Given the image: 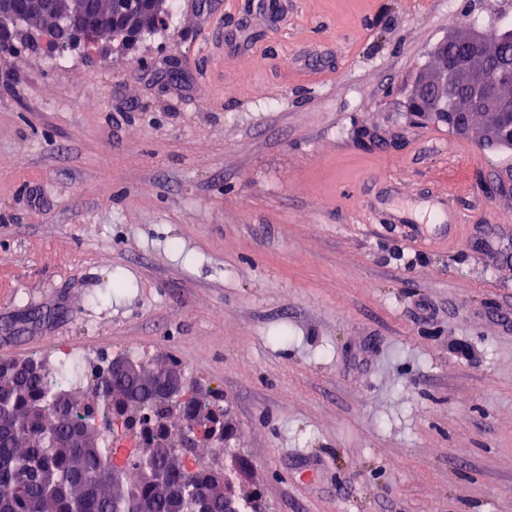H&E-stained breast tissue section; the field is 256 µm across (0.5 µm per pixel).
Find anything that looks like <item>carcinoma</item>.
<instances>
[{
    "label": "carcinoma",
    "mask_w": 512,
    "mask_h": 512,
    "mask_svg": "<svg viewBox=\"0 0 512 512\" xmlns=\"http://www.w3.org/2000/svg\"><path fill=\"white\" fill-rule=\"evenodd\" d=\"M465 119L486 134L496 131L507 138V127L483 112H467ZM124 387L108 373L92 383V401L73 400L60 408V394L71 395V384L46 376H20L11 361L0 360V407L13 424L0 430V512H139L141 503L151 512H180L188 507L177 491L195 496L203 490L215 495L214 512H222L220 491L224 469L206 463L189 471L183 467L184 449L173 429L172 418L191 423L206 421L217 412L194 397L168 400L160 383L132 390L131 402L152 425L151 442L128 420L116 422L112 401L97 386ZM89 420L98 435L84 448L72 445L79 423ZM121 428L123 436L137 445L129 458L140 461L134 481L127 473L112 474L113 448L106 434Z\"/></svg>",
    "instance_id": "cac0c4a2"
}]
</instances>
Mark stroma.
I'll return each instance as SVG.
<instances>
[{
    "label": "stroma",
    "instance_id": "1",
    "mask_svg": "<svg viewBox=\"0 0 512 512\" xmlns=\"http://www.w3.org/2000/svg\"><path fill=\"white\" fill-rule=\"evenodd\" d=\"M247 2L173 0L119 49L15 40L0 359L176 367L257 512H512V149L439 158L448 127L408 111L434 46L512 0H292L280 26ZM386 173L396 207L467 186L460 240L365 224Z\"/></svg>",
    "mask_w": 512,
    "mask_h": 512
}]
</instances>
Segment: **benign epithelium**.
<instances>
[{"label": "benign epithelium", "mask_w": 512, "mask_h": 512, "mask_svg": "<svg viewBox=\"0 0 512 512\" xmlns=\"http://www.w3.org/2000/svg\"><path fill=\"white\" fill-rule=\"evenodd\" d=\"M35 10L45 11L58 20L59 27L67 28L69 37L62 39L55 35L47 36V43L56 51H67L74 43L85 41L96 43L100 37L112 36L118 31L117 23L140 12L148 13L154 26L164 24L169 13V0H112V9L101 13L95 8L78 6L73 11L62 9L59 0H0V49L7 50L20 24L29 21ZM460 34L448 35L434 50L436 65L423 70L415 79L411 96L428 104L425 112H415L413 116L423 121L448 116L451 91L460 82L465 83L475 102H491V111L499 113L501 120L512 123V98L506 95L493 96L499 86L512 84V71L490 73L486 67V55L493 41H512L511 31H470L465 34L469 54L453 65L446 63L448 46L458 42ZM112 375L120 376L134 384L141 381L142 366L128 358L117 357L111 360ZM160 382L164 392L170 396H181L185 386L181 373L165 369ZM221 423L186 425L181 428L182 446L185 448H208L221 436ZM244 503L236 490L232 472L224 470V512H243Z\"/></svg>", "instance_id": "benign-epithelium-1"}]
</instances>
